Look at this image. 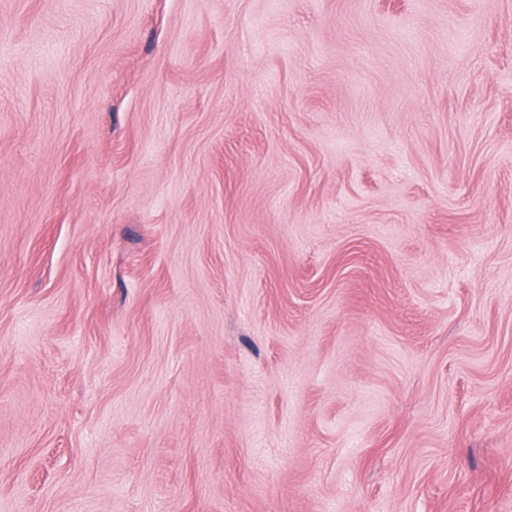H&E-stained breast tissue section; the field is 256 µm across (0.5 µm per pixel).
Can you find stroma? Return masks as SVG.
Instances as JSON below:
<instances>
[{
  "label": "stroma",
  "mask_w": 512,
  "mask_h": 512,
  "mask_svg": "<svg viewBox=\"0 0 512 512\" xmlns=\"http://www.w3.org/2000/svg\"><path fill=\"white\" fill-rule=\"evenodd\" d=\"M0 512H512V0H0Z\"/></svg>",
  "instance_id": "obj_1"
}]
</instances>
